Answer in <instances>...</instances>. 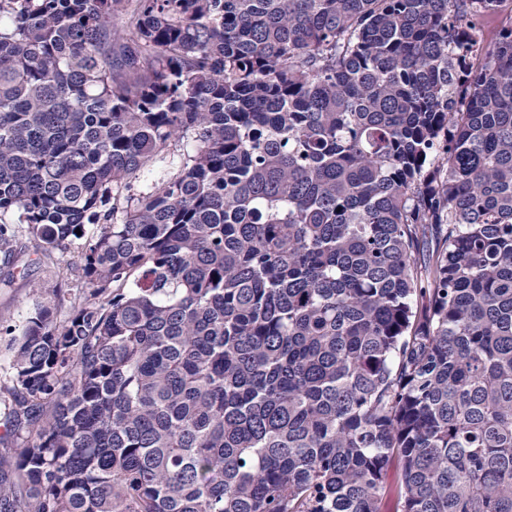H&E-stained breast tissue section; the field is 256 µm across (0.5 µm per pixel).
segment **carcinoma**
<instances>
[{
    "mask_svg": "<svg viewBox=\"0 0 512 512\" xmlns=\"http://www.w3.org/2000/svg\"><path fill=\"white\" fill-rule=\"evenodd\" d=\"M507 2L0 0V512H512ZM19 243L24 252L11 268L10 278H5L6 269L0 265V322L4 324L21 321L36 304L52 306L54 296L48 287L56 282L65 283L71 296L81 294L85 289L78 267L66 262L73 256L76 259L78 241L70 246L67 257L55 253L51 260L42 255L37 241L24 232L19 234Z\"/></svg>",
    "mask_w": 512,
    "mask_h": 512,
    "instance_id": "cac0c4a2",
    "label": "carcinoma"
}]
</instances>
